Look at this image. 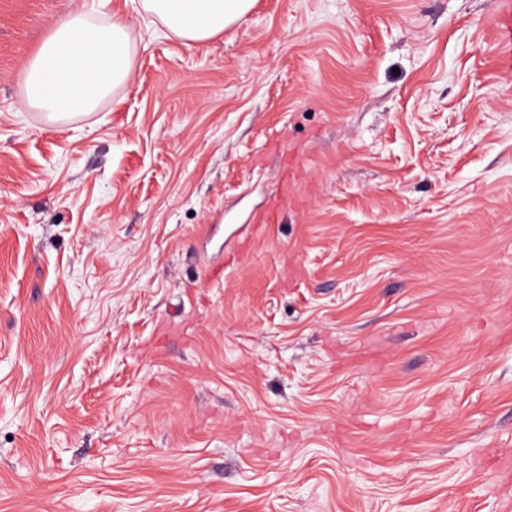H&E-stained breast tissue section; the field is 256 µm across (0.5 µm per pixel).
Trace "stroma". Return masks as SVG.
<instances>
[{
  "label": "stroma",
  "instance_id": "obj_1",
  "mask_svg": "<svg viewBox=\"0 0 512 512\" xmlns=\"http://www.w3.org/2000/svg\"><path fill=\"white\" fill-rule=\"evenodd\" d=\"M82 2L0 0V512H512L500 0H110L131 81L21 111ZM140 11L188 42H203L249 12L254 0H139Z\"/></svg>",
  "mask_w": 512,
  "mask_h": 512
}]
</instances>
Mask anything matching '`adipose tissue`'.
<instances>
[{
	"mask_svg": "<svg viewBox=\"0 0 512 512\" xmlns=\"http://www.w3.org/2000/svg\"><path fill=\"white\" fill-rule=\"evenodd\" d=\"M109 0H86L67 13L23 65L22 109L62 120L95 111L126 85L135 44L128 17L106 11ZM254 0H139L140 11L189 42L223 34Z\"/></svg>",
	"mask_w": 512,
	"mask_h": 512,
	"instance_id": "1",
	"label": "adipose tissue"
}]
</instances>
